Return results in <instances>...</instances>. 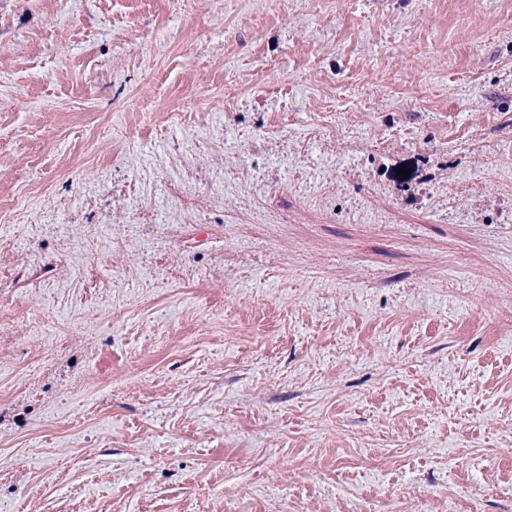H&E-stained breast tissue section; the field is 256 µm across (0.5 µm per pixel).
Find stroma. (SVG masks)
I'll return each mask as SVG.
<instances>
[{"label": "stroma", "mask_w": 512, "mask_h": 512, "mask_svg": "<svg viewBox=\"0 0 512 512\" xmlns=\"http://www.w3.org/2000/svg\"><path fill=\"white\" fill-rule=\"evenodd\" d=\"M0 512H512V0H0Z\"/></svg>", "instance_id": "stroma-1"}]
</instances>
